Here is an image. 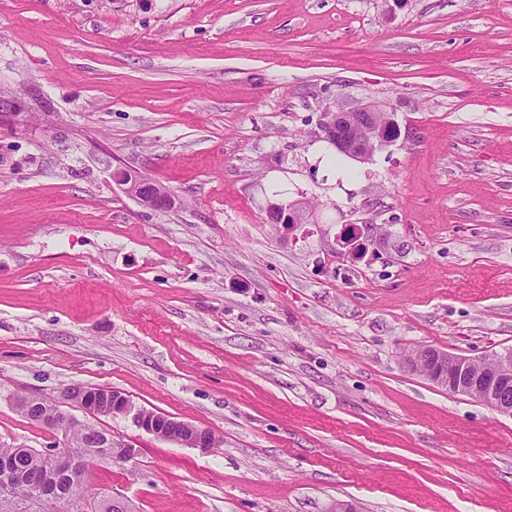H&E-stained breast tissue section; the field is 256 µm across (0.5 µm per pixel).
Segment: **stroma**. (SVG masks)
Returning <instances> with one entry per match:
<instances>
[{"label": "stroma", "instance_id": "1", "mask_svg": "<svg viewBox=\"0 0 512 512\" xmlns=\"http://www.w3.org/2000/svg\"><path fill=\"white\" fill-rule=\"evenodd\" d=\"M366 101L398 137L331 178ZM424 347L512 348V0H0V444L63 443L13 395L108 387L218 441L100 418L138 454L89 494L136 512H512V418ZM114 180L125 193L146 209L159 210L170 206L173 200L169 189L157 180L143 175H131L123 171L114 173ZM310 213L303 202H294L287 207L281 203L267 204L268 220L272 224H285L287 227L288 224H311L314 222H310Z\"/></svg>", "mask_w": 512, "mask_h": 512}]
</instances>
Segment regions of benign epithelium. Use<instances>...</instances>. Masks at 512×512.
I'll return each instance as SVG.
<instances>
[{
    "label": "benign epithelium",
    "instance_id": "7a95c632",
    "mask_svg": "<svg viewBox=\"0 0 512 512\" xmlns=\"http://www.w3.org/2000/svg\"><path fill=\"white\" fill-rule=\"evenodd\" d=\"M319 126L323 138L335 141L338 150L358 161L366 160L376 149L395 141L398 136V128L391 114L372 103L343 111L328 109L322 113ZM114 180L146 209H163L170 206L173 200L165 185L143 175L117 171ZM267 215L272 224L310 223V211L303 202H295L287 207L271 202L267 204ZM405 363L409 367H420L426 378L441 388L476 398L512 418V349L491 355L484 360L486 366L482 369L476 368L477 361L470 357L434 348L408 356ZM52 404L55 406L53 414L38 416V423L54 434L64 433L61 429L63 424L82 425L70 412V409L76 408L91 418L129 417L137 428L182 446L206 451L215 445V439L203 430L188 422L137 408L125 394L117 390L89 387L85 397L75 402L71 399V387L67 386ZM107 447L110 448L107 460L114 464L128 462L137 455V449L124 441L112 440ZM22 452L29 455L49 453L37 448H24ZM49 454L56 462L53 475L35 490L34 497L57 503L61 495L59 476L71 474L83 468L84 464L72 457L64 447L56 448Z\"/></svg>",
    "mask_w": 512,
    "mask_h": 512
}]
</instances>
